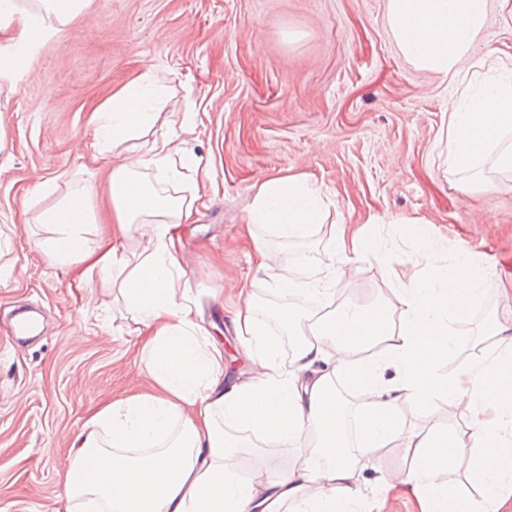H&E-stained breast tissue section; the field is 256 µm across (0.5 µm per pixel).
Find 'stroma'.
<instances>
[{"instance_id":"obj_1","label":"stroma","mask_w":512,"mask_h":512,"mask_svg":"<svg viewBox=\"0 0 512 512\" xmlns=\"http://www.w3.org/2000/svg\"><path fill=\"white\" fill-rule=\"evenodd\" d=\"M388 0H87L83 12L28 56L24 72L0 77V512H80L63 479L72 436L106 400L149 392L148 357L131 319L111 320L103 289L87 294L73 268L34 245L40 213L74 187L105 191L107 173L87 149L93 108L156 65L170 85L166 112H192L197 130L184 149L211 178L179 193L204 196L194 223L182 225L188 267L180 284L200 305L201 322L224 349V381L247 380L251 363L232 310L257 275L254 244L289 263L331 264L327 227L297 240L243 220L256 180L306 175L335 205L336 221L365 224L392 269L355 263L329 297L282 298L258 291V305L321 316L338 307L391 309L404 318L398 277L413 253L407 227L429 225L443 242L441 264L468 250L491 271L458 339L437 371L449 375L482 346L512 307V169L498 164L512 132L469 170L447 161L452 98L477 91L468 65L455 79L400 52L387 21ZM494 51L512 71V0H487L475 54ZM48 182L37 194L36 182ZM27 309L41 331L9 337ZM242 474L251 480L292 465L293 447L237 428Z\"/></svg>"}]
</instances>
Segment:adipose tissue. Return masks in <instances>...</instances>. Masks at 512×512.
<instances>
[{
  "instance_id": "ef3b65f1",
  "label": "adipose tissue",
  "mask_w": 512,
  "mask_h": 512,
  "mask_svg": "<svg viewBox=\"0 0 512 512\" xmlns=\"http://www.w3.org/2000/svg\"><path fill=\"white\" fill-rule=\"evenodd\" d=\"M83 0H37L19 14L15 0H0V30L21 21L20 44L35 46L66 25ZM486 0H388V19L402 53L444 74L464 58L473 68L494 69L493 53L474 55ZM167 87L154 67L115 90L91 114L95 158L107 172L99 209L89 201L94 187L73 191L39 216L48 234L40 251L52 261L84 265L83 283H107V308L123 306L147 334L152 393L100 405L70 446L72 464L64 482L67 499L100 501L105 512H368L357 465L375 464L388 443L401 441L412 457L409 469L381 478L383 489L402 486L421 501L422 512H512V321L494 320V348L450 376L436 365L456 344L451 321L465 317L488 276L469 253L458 251L455 265L436 263L441 244L425 226L413 227L415 269L401 278L399 302L405 317L392 333V313L379 305L339 309L313 318L292 317L300 343L283 361L277 343L256 318L257 290L263 279L285 297L329 296L346 267L375 256L363 230L328 223L323 192L302 175L257 180L246 226L274 228L279 237L303 236L328 224L334 261L315 258L289 264L257 247L262 279L245 291L234 321L253 361V375L239 384L224 382V351L199 321L196 303L180 286L185 259L181 225L193 223L195 200L170 195V182L192 184L209 172L177 140L195 131L193 113L180 116L178 134L153 136ZM454 131L449 162L465 169L512 128V81L486 88L474 104L452 105ZM112 230L106 246L92 248L89 228ZM148 243L147 256L130 264L128 241ZM387 337L385 360L360 362L355 350ZM399 376L382 378L384 362ZM344 378L360 398L359 435L346 432V402L336 378ZM468 399L475 412L465 429L430 423L406 429L397 412L416 406L433 413L435 400ZM260 429L268 437L296 445L290 470L249 484L237 476L238 450L229 426ZM475 465L468 480L471 497L438 480L462 455Z\"/></svg>"
}]
</instances>
